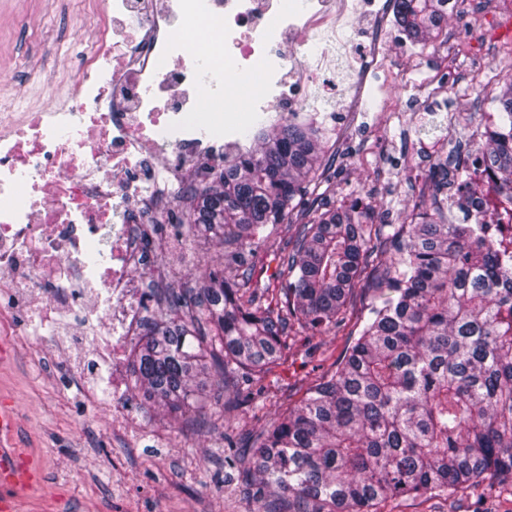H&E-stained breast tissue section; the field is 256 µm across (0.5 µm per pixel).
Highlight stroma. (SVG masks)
Instances as JSON below:
<instances>
[{
  "instance_id": "obj_1",
  "label": "stroma",
  "mask_w": 512,
  "mask_h": 512,
  "mask_svg": "<svg viewBox=\"0 0 512 512\" xmlns=\"http://www.w3.org/2000/svg\"><path fill=\"white\" fill-rule=\"evenodd\" d=\"M384 2L349 0L342 42L305 44L300 53L322 63L313 89L320 118L336 131V203L357 191L371 196L376 223L399 224L416 182L471 148L496 112L484 79L512 78V0H452L447 26L424 46L398 29ZM94 12L93 0H0V100L41 112L45 82L66 94ZM373 29L384 61L368 72L362 48ZM174 233L170 224L156 229L153 265L133 273L139 287H151L158 268L167 287L180 288L191 262H223V247L204 238L170 253ZM350 341L344 331L288 337L285 363L267 375L259 406L225 411L214 385L190 426L146 401L127 359L103 364L70 317L36 313L25 289L0 282V399L18 410L16 447L43 473L17 493V512H258L224 481L225 434L255 431L295 404ZM379 512H512V494L453 503L405 497Z\"/></svg>"
}]
</instances>
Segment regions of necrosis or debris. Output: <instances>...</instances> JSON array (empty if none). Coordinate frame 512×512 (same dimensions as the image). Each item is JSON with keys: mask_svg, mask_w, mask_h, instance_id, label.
<instances>
[{"mask_svg": "<svg viewBox=\"0 0 512 512\" xmlns=\"http://www.w3.org/2000/svg\"><path fill=\"white\" fill-rule=\"evenodd\" d=\"M95 47L66 104L49 112L6 103L17 128L0 134V277L27 272L29 302L72 313L81 330L106 322L138 335L132 272L152 258L142 225L175 216L212 165L234 157L240 100L278 106L297 48L320 38L337 0H106ZM209 26L224 42L233 81L210 85L205 52L185 36ZM299 38L285 42L284 28ZM185 175L168 184L172 168Z\"/></svg>", "mask_w": 512, "mask_h": 512, "instance_id": "4bbe7bcc", "label": "necrosis or debris"}]
</instances>
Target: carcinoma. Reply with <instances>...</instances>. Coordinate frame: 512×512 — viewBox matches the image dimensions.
<instances>
[{
  "label": "carcinoma",
  "instance_id": "obj_1",
  "mask_svg": "<svg viewBox=\"0 0 512 512\" xmlns=\"http://www.w3.org/2000/svg\"><path fill=\"white\" fill-rule=\"evenodd\" d=\"M396 23L426 44L449 0H395ZM481 146L439 165L401 224H376L371 200L309 195L336 155L312 115L241 131L250 145L195 189L177 223L224 246V263L155 302L132 353L135 386L171 413L210 376L250 406L286 338L346 325L354 288L377 297L341 361L300 403L224 456L264 512H378L385 501L512 490V81ZM484 199L472 211L473 195ZM459 223L448 220L453 210ZM290 231L279 274L261 280L267 228Z\"/></svg>",
  "mask_w": 512,
  "mask_h": 512
}]
</instances>
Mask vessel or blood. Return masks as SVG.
Wrapping results in <instances>:
<instances>
[{"label":"vessel or blood","mask_w":512,"mask_h":512,"mask_svg":"<svg viewBox=\"0 0 512 512\" xmlns=\"http://www.w3.org/2000/svg\"><path fill=\"white\" fill-rule=\"evenodd\" d=\"M16 425L13 406L0 407V512H16L15 493L40 481L41 474L25 459L6 445L5 438Z\"/></svg>","instance_id":"vessel-or-blood-1"}]
</instances>
